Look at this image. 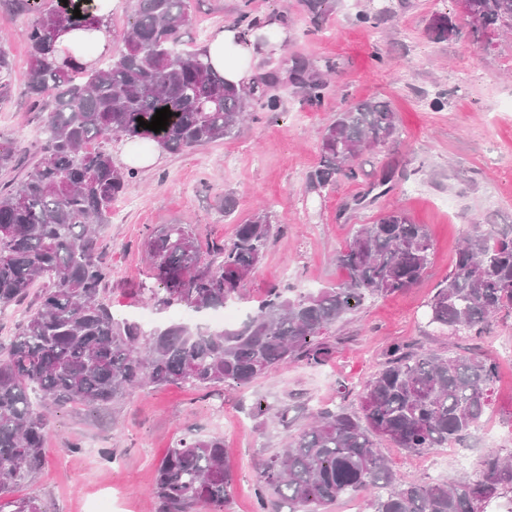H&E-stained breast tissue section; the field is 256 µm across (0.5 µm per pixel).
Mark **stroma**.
Listing matches in <instances>:
<instances>
[{
	"label": "stroma",
	"mask_w": 512,
	"mask_h": 512,
	"mask_svg": "<svg viewBox=\"0 0 512 512\" xmlns=\"http://www.w3.org/2000/svg\"><path fill=\"white\" fill-rule=\"evenodd\" d=\"M265 20L279 16L288 39L278 55L261 59L256 77L277 73L276 112L260 113L232 138L181 153L163 152L139 171L124 199L112 204L103 229L104 259L112 279L104 296L115 315L144 318L153 328L184 315L181 307L158 313L141 294L149 265L142 241L149 227L192 224L201 247L231 242L238 224L266 207L275 227L262 264L248 277L234 305L239 315L254 309L269 288L293 291L332 287L346 277L336 254L360 225L398 206L427 225L434 258L413 287L364 303L324 334L333 354L319 366L294 362L248 385L226 383L191 390L169 385L132 391L117 407L67 404L52 408L45 443L46 465L36 482L18 485L16 496H39L49 512H159L152 490L156 469L168 448L190 428L224 439L233 490L223 512H256V482L263 461L287 437L325 407L360 409V393L381 368L388 348L408 351L474 352L496 359L497 378L483 430L426 458L389 442L378 448L391 468L415 483L476 480L489 449L512 453V442L491 441L493 427H512V309L499 312L479 336L439 333L427 324V302L453 269L462 237L473 220L512 225V36L469 34L435 39L434 15L456 13V0H336L320 27H313L301 0H189V19L179 46L196 50L212 29L232 23L242 7ZM381 13L376 26L361 24L362 13ZM27 17L0 0V46L14 61V89L0 102V136L16 140L21 159L31 162L43 126V112L24 95L28 45L21 32ZM306 61L330 87L321 104L303 101L288 80L293 60ZM441 107H433L434 98ZM371 98L389 101L401 135L355 160L358 181L337 179L327 189L308 190L309 173L320 162L323 128L347 105ZM393 170L390 190L369 195L384 170ZM234 200L227 215L215 203ZM267 412H254L256 403ZM80 451H73V444Z\"/></svg>",
	"instance_id": "35a3bbf8"
}]
</instances>
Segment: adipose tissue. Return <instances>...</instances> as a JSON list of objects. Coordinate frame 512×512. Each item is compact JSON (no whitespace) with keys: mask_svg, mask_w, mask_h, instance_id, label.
Returning <instances> with one entry per match:
<instances>
[{"mask_svg":"<svg viewBox=\"0 0 512 512\" xmlns=\"http://www.w3.org/2000/svg\"><path fill=\"white\" fill-rule=\"evenodd\" d=\"M288 38V28L280 18L267 20L260 30L221 25L216 27L202 47L206 62L226 82L239 87L252 84L254 68L264 55L280 50ZM57 49L69 52L75 65L93 66L98 57L108 53L111 44L104 28L69 29L57 39Z\"/></svg>","mask_w":512,"mask_h":512,"instance_id":"obj_1","label":"adipose tissue"}]
</instances>
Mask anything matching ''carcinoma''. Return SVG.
Returning a JSON list of instances; mask_svg holds the SVG:
<instances>
[{"instance_id": "obj_1", "label": "carcinoma", "mask_w": 512, "mask_h": 512, "mask_svg": "<svg viewBox=\"0 0 512 512\" xmlns=\"http://www.w3.org/2000/svg\"><path fill=\"white\" fill-rule=\"evenodd\" d=\"M319 27L333 0H304ZM32 19L25 95L46 112L43 138L27 173L0 189V312L36 293L8 343L0 344V512H47L37 496L13 497L45 464L50 411L67 403L118 405L132 390L183 383L209 389L246 385L298 360L320 364L333 354L325 331L365 301L415 285L430 263L431 236L401 209L362 224L336 263L342 283L288 295L274 286L234 328L173 321L149 331L119 320L102 299L112 269L101 258L100 229L112 202L138 170L115 164L112 137L153 138L176 153L240 132L245 117L276 112L280 98L265 88L236 89L197 51L177 48L188 0H135L121 50L105 66L79 71L55 55L60 28L102 24L81 0H9ZM79 9L81 17H73ZM474 40L489 31H512V0H467ZM438 39L457 35L455 18L438 14ZM12 62L0 48V99L12 90ZM303 99L318 103L328 84L303 61L291 69ZM173 116L156 133L139 126L156 110ZM399 135L391 105L369 99L336 113L321 135L319 166L307 187L320 192L338 178L355 181V159ZM13 144L0 140V171L18 168ZM273 225L260 210L237 225L231 243H217L203 258L190 224L154 227L142 246L149 259L148 302L160 311L186 304L198 314L240 296L263 261ZM512 306V227L476 223L464 237L455 268L428 302L429 324L451 335L481 334ZM497 363L483 356L412 355L395 344L361 396V413L322 409L312 424L286 441L259 471L257 512L268 495L288 512H318L354 491L370 492V512H485L491 503L512 512V461L496 450L481 460L476 481L421 485L394 473L379 453L383 439L419 455L479 428L490 405ZM231 489L224 438L190 429L157 470L160 512H191L204 503L221 512Z\"/></svg>"}]
</instances>
